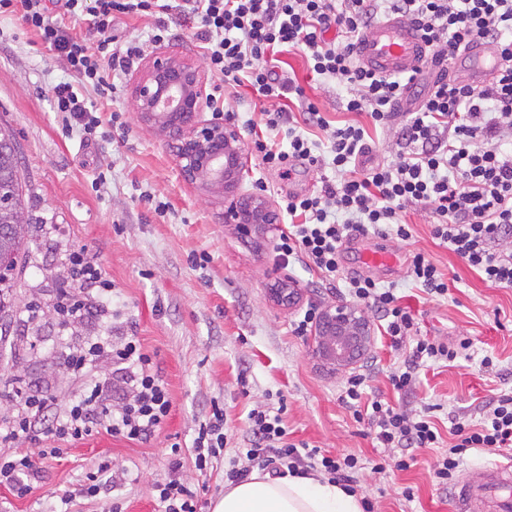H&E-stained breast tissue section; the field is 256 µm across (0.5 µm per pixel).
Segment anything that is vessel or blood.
<instances>
[{"instance_id":"1","label":"vessel or blood","mask_w":512,"mask_h":512,"mask_svg":"<svg viewBox=\"0 0 512 512\" xmlns=\"http://www.w3.org/2000/svg\"><path fill=\"white\" fill-rule=\"evenodd\" d=\"M427 55L425 43L403 17L375 23L357 44L362 66L382 76L412 73ZM499 67V57L487 44L471 43L459 58L454 76L475 86L485 85ZM455 512H512V463H498L471 472L450 493Z\"/></svg>"}]
</instances>
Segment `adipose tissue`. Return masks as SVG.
<instances>
[{
	"label": "adipose tissue",
	"instance_id": "obj_1",
	"mask_svg": "<svg viewBox=\"0 0 512 512\" xmlns=\"http://www.w3.org/2000/svg\"><path fill=\"white\" fill-rule=\"evenodd\" d=\"M213 512H363V504L321 475L273 480L256 472L226 489Z\"/></svg>",
	"mask_w": 512,
	"mask_h": 512
}]
</instances>
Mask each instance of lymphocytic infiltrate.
I'll return each mask as SVG.
<instances>
[{"instance_id":"lymphocytic-infiltrate-1","label":"lymphocytic infiltrate","mask_w":512,"mask_h":512,"mask_svg":"<svg viewBox=\"0 0 512 512\" xmlns=\"http://www.w3.org/2000/svg\"><path fill=\"white\" fill-rule=\"evenodd\" d=\"M65 13L86 24L74 32L49 16L44 0H0L19 21L71 72L74 82L50 90L57 111L68 113L85 133L101 120L83 95L92 88L108 98L116 87L101 76L102 68L122 73L144 52L142 43L122 39L117 19L147 20L150 40L171 36L170 19L192 24L210 72L225 87H247L264 106L266 129L288 132L287 147L255 136L254 151L267 167L289 174L305 166L331 167L336 176L323 179L319 192L285 198L282 212L288 231L274 251L283 260H298L322 281L341 276L340 257L354 233L374 232L408 240L412 229L404 215L410 209L433 214L431 235L450 249L484 281L512 288V151L502 149L512 139V0H60ZM404 17L428 46L429 77L414 73L407 79L384 77L362 67L356 57L359 38L382 13ZM337 31L338 41L327 38ZM491 44L501 58L495 82L475 87L457 81L450 67L471 42ZM303 51L310 71L338 81L348 96L344 111L366 116V123L332 125L319 106L302 100L291 109L286 100L302 89L275 63L278 54ZM393 134L398 147L390 163L364 165L372 151L369 128ZM327 137L326 153H317V138ZM348 293L359 304L380 313L384 330L395 346L412 343L408 360L389 375L394 390H411L420 367L430 361H453L468 340L458 346L418 336L415 318L393 289L372 279L353 276ZM110 292L111 283L98 261L85 249L67 256V281L55 303L61 325L87 313L85 291ZM111 357L117 370L111 381L92 379L101 357ZM65 368L84 379L79 394L64 408L42 392L21 389L17 408L0 425V486L27 495L39 474L36 461L22 445L41 436L40 456L58 458L61 448L101 434L143 443L166 423L172 409L167 383L152 356L136 337L120 343L99 337L69 350ZM369 376L351 372L342 398L356 421H368L383 448H400L397 469L415 463L414 452L432 448L438 436L430 415L406 411L379 396L366 397ZM250 445L237 449L224 479L237 483L254 467L276 475H306L316 471L353 491L360 468L357 457H336L305 442L290 440L281 411L253 408ZM226 415L213 407L192 442L197 470L207 471L227 445ZM451 433L457 442L436 458L437 484L451 482L469 450L512 447V393L493 399L476 425L455 419ZM181 445L171 446L168 475L155 486L161 512H198V502L180 477Z\"/></svg>"}]
</instances>
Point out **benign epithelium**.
Returning a JSON list of instances; mask_svg holds the SVG:
<instances>
[{"label": "benign epithelium", "mask_w": 512, "mask_h": 512, "mask_svg": "<svg viewBox=\"0 0 512 512\" xmlns=\"http://www.w3.org/2000/svg\"><path fill=\"white\" fill-rule=\"evenodd\" d=\"M133 95L138 121L167 138L183 178L224 197V223L249 238H265L277 229L280 213L270 198L239 191L248 156L234 126L221 117L204 118L206 81L198 67L157 52ZM270 296L291 306L299 302L300 289L290 280L280 281L270 288ZM313 336L316 357L345 372L372 346L375 329L364 308L345 303L320 310Z\"/></svg>", "instance_id": "benign-epithelium-1"}]
</instances>
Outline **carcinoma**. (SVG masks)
Listing matches in <instances>:
<instances>
[{
	"label": "carcinoma",
	"mask_w": 512,
	"mask_h": 512,
	"mask_svg": "<svg viewBox=\"0 0 512 512\" xmlns=\"http://www.w3.org/2000/svg\"><path fill=\"white\" fill-rule=\"evenodd\" d=\"M22 156L13 130L0 126V270H23L22 259L28 252L27 235L14 225L31 224L29 207L21 186Z\"/></svg>",
	"instance_id": "obj_1"
}]
</instances>
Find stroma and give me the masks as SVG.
<instances>
[{
    "label": "stroma",
    "instance_id": "obj_1",
    "mask_svg": "<svg viewBox=\"0 0 512 512\" xmlns=\"http://www.w3.org/2000/svg\"><path fill=\"white\" fill-rule=\"evenodd\" d=\"M120 35L146 43L145 58L128 72L115 75L116 94L99 100L102 140L86 144L79 126L55 109L50 87L71 76L56 56L24 30L17 17L0 13V123L13 130L22 152L21 178L32 213L26 268L14 281L12 307L0 313L7 335L0 342V424L15 411L7 393L16 381L52 393L58 402L73 399L79 382L62 365L64 352L81 341L109 336L113 341L137 337L153 353L172 396L171 416L150 441L135 444L101 435L67 446L60 458L42 464L30 493L16 496L0 487V512H58L66 490L82 484L106 459L123 463L129 474L116 489L94 498H80L73 512H158L154 487L167 476L172 443L183 445L180 471L184 484L197 496L201 512H213L227 484L224 471L236 449L250 436L248 414L258 405L284 404L283 419L296 441L321 448L332 456L353 454L369 461L397 448L379 451L373 432L356 422L342 403L344 374L332 372L313 356L311 336L292 331L293 320L313 305L348 302L343 282L328 285L300 264H285L273 247L278 233L262 245L243 238L225 223L222 202L186 181L165 139L141 125L133 105V87L147 56L157 51L205 66L192 29L171 25L172 37L149 43L144 21L123 18ZM305 97L339 120L346 97L343 87L312 75L300 52L282 54ZM123 114V128H113L112 110ZM320 170L301 169L291 176L249 156L241 190L267 187L273 203L289 194L303 195L321 186ZM167 203L166 215L154 207ZM413 236L370 234L344 244L341 269L353 276L357 256L365 247L392 251L397 261L371 279L394 289L412 310L419 336L451 345L470 339L469 349L451 363L421 367L412 391L401 394L387 374L402 365L408 347L392 348L384 331L361 360L371 373L369 390L397 407L430 409L441 433L451 416L479 422L486 404L512 390V289L494 288L449 249L432 239V215L409 211ZM98 257L112 282L111 292L92 297L96 312L71 328H62L54 307L67 276L65 256L75 247ZM422 251L448 279V294L427 298L407 274L409 257ZM207 255L204 266L194 256ZM294 281L302 297L297 306L277 305L269 288L277 280ZM497 360L495 370L481 365L484 356ZM227 413L226 451L213 468L200 472L190 449L194 431L212 404ZM435 453L423 449L417 462L401 471L377 474L365 467L357 493L375 512H451L449 491L436 485Z\"/></svg>",
    "mask_w": 512,
    "mask_h": 512
}]
</instances>
